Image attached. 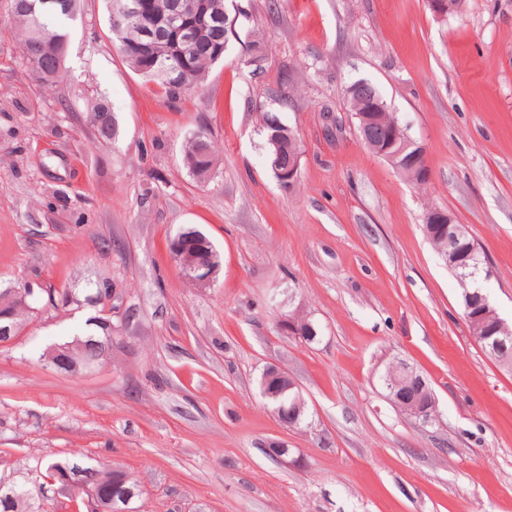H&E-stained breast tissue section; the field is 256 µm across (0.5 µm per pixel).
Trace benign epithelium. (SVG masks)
<instances>
[{"label": "benign epithelium", "mask_w": 512, "mask_h": 512, "mask_svg": "<svg viewBox=\"0 0 512 512\" xmlns=\"http://www.w3.org/2000/svg\"><path fill=\"white\" fill-rule=\"evenodd\" d=\"M462 0H428V7L434 16L446 18L451 14L460 12ZM56 8L54 0H40L38 3H31L27 8L28 20L35 28H40L43 14ZM142 12V6L138 0H113L112 19H129ZM224 19V33L235 32L238 16H230L228 13H216L212 7V0H177L171 5L170 10L155 19L151 27L139 33V50L150 53L154 61H176L184 57L183 48L185 39L183 32L187 29L201 33L202 30L211 26L212 22ZM354 117L359 122L361 129H366L373 124L381 123L380 112L387 109L386 104L379 97L374 96L369 100L363 99L358 88L352 89ZM269 141L278 154L285 148H290L293 157L288 167L277 170L278 181L282 186L291 188L294 186L301 165L302 153L298 147V141L292 131L281 122H276ZM366 146L377 156L384 158L398 172H408L423 182L431 178L429 166L426 161L425 149L421 143L409 137L405 130L398 124L393 123L384 128V135L380 142L365 141ZM455 220L445 210L433 208L425 215L427 233L430 237L445 243L447 255L453 263L459 267H466L470 264L471 258L476 252V247L461 245V235L454 227ZM200 242L196 236L182 231L176 236L173 246V256L181 268L183 274L199 288H206L213 284L219 271V257L214 255L210 261L204 263L197 257V246ZM16 299L15 290L9 289L0 293V343L11 344L18 337V325L11 321L8 312L10 304ZM479 316L487 321L485 334L490 336L496 332L508 334L512 330L502 320L495 306L488 297H480V304L477 307ZM48 360L59 372L65 374H76L84 367L74 362L68 351L56 349L50 352ZM267 379L278 380L283 390L297 388L295 381L288 376V373L276 366L267 367ZM404 373L413 380L415 390H401L395 394V400L400 404L406 414L418 418L428 419V403L432 400L433 393L428 389L422 375L409 364H404ZM78 473L65 467L55 470L47 481L56 487L57 493L73 496L78 489L75 477ZM87 494V500L96 503L103 500L100 510L110 512L112 510V496L100 497L101 481L97 480L93 485H83Z\"/></svg>", "instance_id": "obj_1"}]
</instances>
